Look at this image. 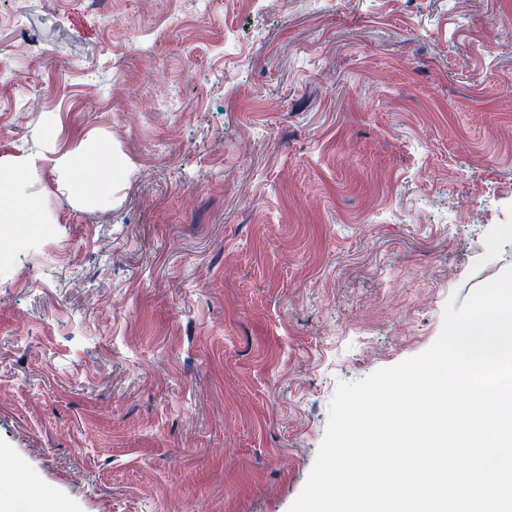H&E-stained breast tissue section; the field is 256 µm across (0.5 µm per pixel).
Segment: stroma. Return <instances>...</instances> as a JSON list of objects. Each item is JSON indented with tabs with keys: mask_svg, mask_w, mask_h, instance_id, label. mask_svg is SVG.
Listing matches in <instances>:
<instances>
[{
	"mask_svg": "<svg viewBox=\"0 0 512 512\" xmlns=\"http://www.w3.org/2000/svg\"><path fill=\"white\" fill-rule=\"evenodd\" d=\"M27 155L0 449L67 512H288L338 383L512 267V0H0ZM53 162L54 169L68 179L71 193L80 198L94 197L100 190L111 186L117 170L112 153L100 160L96 153L85 149L61 154Z\"/></svg>",
	"mask_w": 512,
	"mask_h": 512,
	"instance_id": "1",
	"label": "stroma"
}]
</instances>
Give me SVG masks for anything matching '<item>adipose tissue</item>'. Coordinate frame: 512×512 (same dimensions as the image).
Returning <instances> with one entry per match:
<instances>
[{"mask_svg": "<svg viewBox=\"0 0 512 512\" xmlns=\"http://www.w3.org/2000/svg\"><path fill=\"white\" fill-rule=\"evenodd\" d=\"M57 172L66 176L73 195L84 198L95 196L111 186L116 172L112 158H99L84 149L57 156ZM11 177L0 180V223L36 224L40 221V202L31 190V177L36 174L38 160L21 157L11 164ZM35 480L16 467L0 468V512H14L17 501H24L26 512H64L54 497L34 490Z\"/></svg>", "mask_w": 512, "mask_h": 512, "instance_id": "1", "label": "adipose tissue"}]
</instances>
